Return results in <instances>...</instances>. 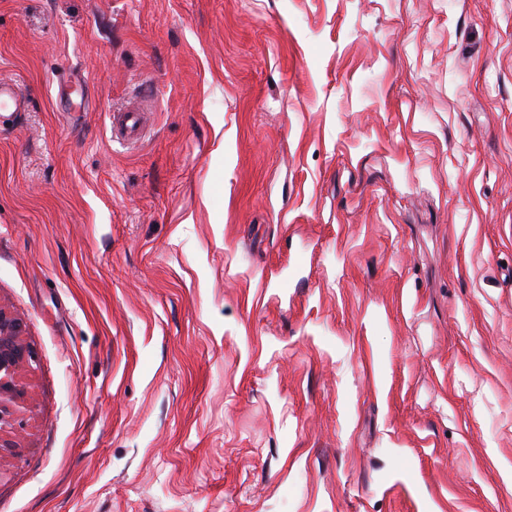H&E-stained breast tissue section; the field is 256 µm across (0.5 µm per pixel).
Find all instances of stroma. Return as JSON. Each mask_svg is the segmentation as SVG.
Instances as JSON below:
<instances>
[{"instance_id": "obj_1", "label": "stroma", "mask_w": 512, "mask_h": 512, "mask_svg": "<svg viewBox=\"0 0 512 512\" xmlns=\"http://www.w3.org/2000/svg\"><path fill=\"white\" fill-rule=\"evenodd\" d=\"M2 79L0 512H512V0H0ZM28 102L18 86L12 82H0V121L10 119L16 112H24ZM145 113L134 110L112 113V129L119 127L125 142H136L142 133ZM23 332L22 320L0 305V452L15 447L13 438L24 426L22 409L32 399L18 381L20 372L36 362L34 350L21 340Z\"/></svg>"}]
</instances>
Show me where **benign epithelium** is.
<instances>
[{
	"label": "benign epithelium",
	"instance_id": "benign-epithelium-1",
	"mask_svg": "<svg viewBox=\"0 0 512 512\" xmlns=\"http://www.w3.org/2000/svg\"><path fill=\"white\" fill-rule=\"evenodd\" d=\"M23 332L22 320L0 307V451L15 447L14 437L24 426L22 409L32 399L18 381L36 362L34 350L21 340Z\"/></svg>",
	"mask_w": 512,
	"mask_h": 512
}]
</instances>
